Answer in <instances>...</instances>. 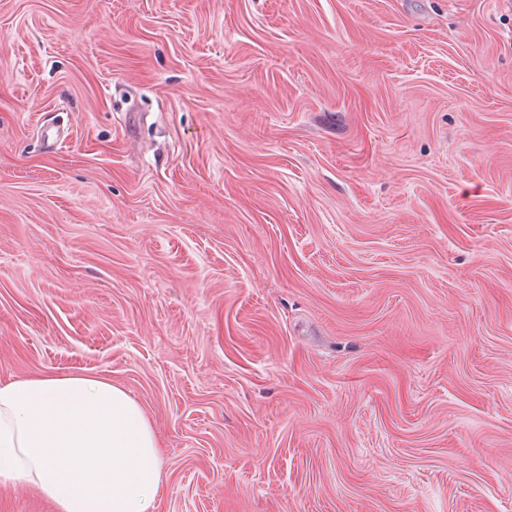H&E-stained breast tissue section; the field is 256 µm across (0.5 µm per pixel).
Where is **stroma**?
<instances>
[{"label":"stroma","instance_id":"obj_1","mask_svg":"<svg viewBox=\"0 0 512 512\" xmlns=\"http://www.w3.org/2000/svg\"><path fill=\"white\" fill-rule=\"evenodd\" d=\"M149 417L157 512H512V8L0 0V381Z\"/></svg>","mask_w":512,"mask_h":512}]
</instances>
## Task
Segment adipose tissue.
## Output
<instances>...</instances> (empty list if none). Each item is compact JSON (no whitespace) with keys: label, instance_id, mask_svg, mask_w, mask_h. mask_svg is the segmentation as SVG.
<instances>
[{"label":"adipose tissue","instance_id":"obj_1","mask_svg":"<svg viewBox=\"0 0 512 512\" xmlns=\"http://www.w3.org/2000/svg\"><path fill=\"white\" fill-rule=\"evenodd\" d=\"M161 467L154 428L121 387L89 374L0 383V484L54 512H157Z\"/></svg>","mask_w":512,"mask_h":512}]
</instances>
